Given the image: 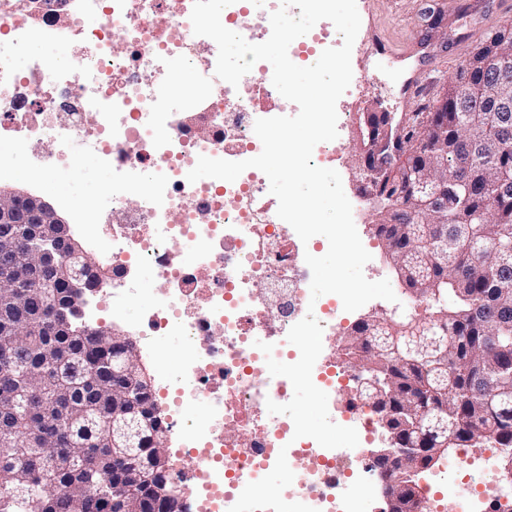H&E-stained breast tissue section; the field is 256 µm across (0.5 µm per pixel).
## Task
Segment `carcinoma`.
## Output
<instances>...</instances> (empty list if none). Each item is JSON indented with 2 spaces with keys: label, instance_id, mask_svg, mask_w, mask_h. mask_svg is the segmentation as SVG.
I'll return each mask as SVG.
<instances>
[{
  "label": "carcinoma",
  "instance_id": "cac0c4a2",
  "mask_svg": "<svg viewBox=\"0 0 512 512\" xmlns=\"http://www.w3.org/2000/svg\"><path fill=\"white\" fill-rule=\"evenodd\" d=\"M512 28L490 33L469 61L468 88L448 85L441 108L411 112L390 138L418 152L393 168L391 147L359 166L364 194L378 204L376 237L397 277L425 313L358 322L341 339V358L372 379L366 394L387 435L402 422L425 448L489 444L512 457ZM505 83L490 111L487 87ZM448 200L426 205L420 185ZM36 225L5 259L31 263ZM72 288L33 281L0 287V512H155V468L169 464L165 431L155 447L129 452L126 479L112 477V415L140 385L112 379V337L85 335L67 309ZM62 459L65 466L54 465Z\"/></svg>",
  "mask_w": 512,
  "mask_h": 512
}]
</instances>
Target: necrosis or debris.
Segmentation results:
<instances>
[{
  "label": "necrosis or debris",
  "instance_id": "1",
  "mask_svg": "<svg viewBox=\"0 0 512 512\" xmlns=\"http://www.w3.org/2000/svg\"><path fill=\"white\" fill-rule=\"evenodd\" d=\"M281 0H235L221 22L248 42L271 34L269 17ZM193 0H0V141L25 156L31 177L66 166L67 145L80 141L96 166L112 176L99 203L112 280L88 294L83 320L111 311L124 336L152 356L178 336L188 348L179 372L158 388L173 394L165 426L171 447L193 461L178 472L185 512H229L244 487L262 478L286 452L294 480L284 492L317 512H354L365 491L362 443L376 430V415L352 397L355 369L326 352L346 316L342 301L312 300L305 246L277 215L278 201L262 171L238 180L187 175L199 156L243 161L260 154L254 133L266 115L261 98L276 96L272 68L257 62L238 86L216 78V43L195 35ZM262 19L253 28L248 16ZM342 36L319 21L289 46L293 63L314 64L318 46H340ZM52 44L53 54L38 48ZM193 71L205 94L193 106L176 104L162 78L171 61ZM161 283L154 301L136 317L125 304L137 296L143 270ZM320 322L323 354L312 380L324 392L346 395L330 418L355 428V448L328 449L295 438L292 419L267 415L268 402L287 403L291 382L260 377L273 344L280 362L298 361L287 340L307 313ZM462 512H484L496 495L512 503V487L498 486L493 460L476 465L456 449L437 478ZM437 488H425L426 501Z\"/></svg>",
  "mask_w": 512,
  "mask_h": 512
}]
</instances>
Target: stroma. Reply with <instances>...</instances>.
Here are the masks:
<instances>
[{
	"label": "stroma",
	"mask_w": 512,
	"mask_h": 512,
	"mask_svg": "<svg viewBox=\"0 0 512 512\" xmlns=\"http://www.w3.org/2000/svg\"><path fill=\"white\" fill-rule=\"evenodd\" d=\"M488 0H457L456 7H449L448 0H356L361 18H372L391 42L417 48L426 46L441 57L439 66L428 76L424 95L416 102L415 111L436 105L456 73L464 67L472 54L494 30L512 27V12L484 11ZM407 68L406 63L388 59H372L369 69L372 74L368 82L352 81L339 98L336 109L351 112L361 109L369 112L381 107L393 113H401L399 84ZM357 121L338 124L336 143L340 148L341 161L336 170L340 174L347 197L360 194L357 179L359 147L362 140L357 135ZM70 160L75 167L86 170L82 184H74L66 170H52L45 174L41 183L30 182L25 174L23 160L0 171V188L21 189L33 193L50 203L60 216L70 218L69 203L81 198L86 204L96 205L105 195L111 178L98 171L91 158L80 146H73ZM377 206L366 202L363 216L356 228L361 240L371 244V259L365 264L363 273L368 280H389L396 295L395 301L376 299L354 311L342 324L350 329L353 322L372 315H397L417 305L415 297L397 279L386 261L384 249L372 230L376 222Z\"/></svg>",
	"instance_id": "1"
}]
</instances>
